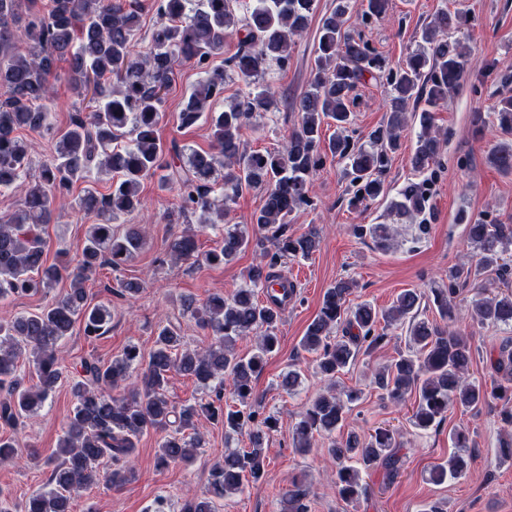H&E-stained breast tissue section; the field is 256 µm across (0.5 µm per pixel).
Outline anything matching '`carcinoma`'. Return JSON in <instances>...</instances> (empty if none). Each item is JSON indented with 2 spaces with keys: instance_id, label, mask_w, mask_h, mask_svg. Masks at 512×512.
I'll return each instance as SVG.
<instances>
[{
  "instance_id": "carcinoma-1",
  "label": "carcinoma",
  "mask_w": 512,
  "mask_h": 512,
  "mask_svg": "<svg viewBox=\"0 0 512 512\" xmlns=\"http://www.w3.org/2000/svg\"><path fill=\"white\" fill-rule=\"evenodd\" d=\"M389 0H362V16L378 18ZM356 0H333L317 29L315 67L307 87L289 102L298 114L297 125L272 149L249 150L246 130L255 127L277 102L275 86L265 80L268 68L288 66L294 38L305 32L317 9V0H249L238 16L232 0H154L159 18L142 51H135L139 28V0H50L45 9L35 0H0V188L12 186L30 165L27 144L17 135L29 128L54 136L50 105L54 90L50 77L55 63L68 62L69 83L78 98L91 97L95 109L78 114L56 141L53 159L41 166L18 208L0 220V298L39 293L59 279L70 280L67 294L34 315L0 322V420L15 426L37 412L64 379L62 341L81 319L87 336H101L112 326V305L91 303L86 283L102 262L117 268L140 251L145 240L136 226L117 235L113 224L141 206L143 180L160 175L161 187L178 197L168 213L170 224L224 225L220 245L200 251L196 234L185 228L170 243L180 260H201L208 265L230 264L252 248L261 261L251 267L244 285L226 297L212 294L201 304L184 300L183 310L213 342L203 350L190 347L173 325L158 329L147 363L137 346H127L108 364L86 360L71 378L75 400L67 416L56 459L50 462L47 483L33 491L24 512H71L73 497L104 483L121 487L135 478L130 465L141 436L151 430L164 433L158 443L156 464H190L203 439L185 434L200 416L224 425V438L247 435L249 447L228 448L215 464L207 490L184 500L181 512H215V500L230 498L243 488L265 481V443L279 420L254 409L253 380L264 370L267 357L278 344L275 330L280 311L272 304L294 295L284 280L282 264L309 257L320 244V231L312 228L295 235L289 231L291 215L312 205V187L327 158L343 164L344 176L355 187L349 206L358 209L386 194L385 177L392 154L401 148L407 116L416 118L417 132L410 157L418 173L438 163L443 142L435 117L448 91L457 89L470 68V59L455 33L464 25L462 11H439L422 26L419 47L395 67L376 53L345 23ZM237 38V51L224 57V44ZM224 57V67L214 59ZM189 62L202 78L186 96L179 118L190 127L208 124L215 151L166 149L156 136L164 96L176 66ZM244 89L224 99L227 74ZM387 86L386 121L368 134L369 146L357 145L346 135L354 120L355 91L366 78ZM493 120L512 131V96L494 107ZM336 132L322 141V127ZM130 143L112 148L124 136ZM489 162L512 175V142L493 146ZM97 169L117 173L110 192L87 188L71 194L73 185ZM224 170V198L216 201L214 175ZM263 192L264 204L252 214L250 225L226 224L231 204L244 189ZM429 179L410 181L394 202L396 211L416 223L417 236L427 233ZM94 217L74 264L46 265L40 236L56 206ZM355 235L370 234L379 244L390 240L385 224L352 225ZM467 241L476 256L475 267L448 271V286L401 292L393 304L378 310L369 303L349 306L353 284L340 279L327 288L321 306L301 338V348L317 357L319 374L329 381L328 393L307 402L292 426V440L301 455L312 451L315 437L331 438L328 460L336 473L338 497L350 505L369 496L364 474L378 467L386 477L398 475L399 434L377 428L362 439L351 432L333 437L342 428L348 405L361 399L362 390L336 391L337 374L362 350L368 352L387 340L377 324L389 328L407 325L412 350L375 369L373 383L390 400L400 403L415 396L411 417L415 427L427 430L446 418L448 409H475L491 400L503 402L501 418L512 426V340L503 341L497 355L489 356L491 387L469 379L475 349L471 340L448 326L418 318L422 300L428 299L442 317L452 315L457 287L471 282L472 272L498 265L512 250V225L472 221ZM264 295L266 300L259 299ZM471 317L477 323L512 330V292L489 294L473 287ZM338 331L340 335L333 336ZM255 337V346L241 354L236 342ZM30 356L36 383L25 385L18 367ZM194 377L210 393L206 402L173 405L167 395L172 373ZM232 404H224V394ZM457 452L436 465L429 481L442 484L462 478L468 471L470 431H453ZM311 487L295 481L281 495V512H309Z\"/></svg>"
}]
</instances>
